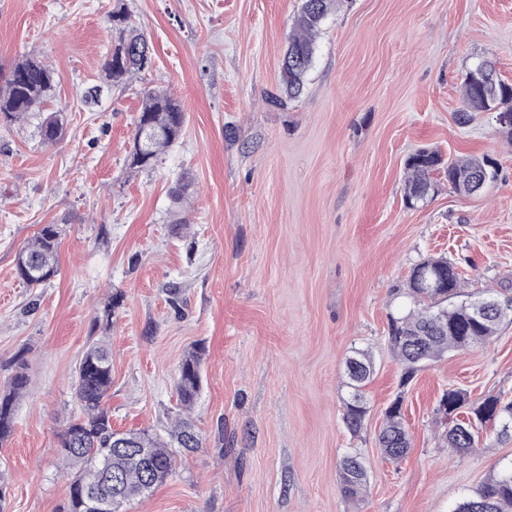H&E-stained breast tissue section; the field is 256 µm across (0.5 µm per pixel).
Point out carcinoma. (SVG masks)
Here are the masks:
<instances>
[{"mask_svg": "<svg viewBox=\"0 0 512 512\" xmlns=\"http://www.w3.org/2000/svg\"><path fill=\"white\" fill-rule=\"evenodd\" d=\"M336 10V0H303L294 19L288 46L281 60V81L292 99L302 91L304 79L313 64L316 38L326 18ZM112 26L119 31L117 40L104 65L103 84L88 88L83 94L87 105L99 103L103 86L125 85L144 71L151 62L153 49L137 27L130 23L124 7L116 5L110 14ZM467 71L462 84V108L458 120L467 122L469 114L480 112L491 102L500 112L512 113V84L497 79L483 90L471 80ZM53 69L41 60L26 58L10 70L4 87L0 89V121L12 123L40 110L41 104L53 89ZM186 121L180 103L166 92L156 89L145 91L134 137L130 167L149 169L160 154L177 141ZM64 133V116L55 112L41 124L43 141L52 143ZM446 165L448 186L456 192L470 193V177L482 175L486 183L496 179L495 170L488 161L476 157L444 160L442 155L422 148L406 161L404 196L413 205L430 194L433 175ZM62 227L45 224L19 252L16 273L28 286H41L59 272V246ZM433 274L441 281L440 288L417 287L416 275ZM407 297L408 312L391 319L388 341L390 349L403 367L401 385H406L425 365L442 358L446 353L493 340L500 324L512 319V307L502 309L493 303L504 296L489 288L468 291L456 265L444 257L431 258L416 264L409 275ZM477 302L488 304L478 319L471 315ZM117 298L112 296L104 304L95 325L109 329ZM202 350L189 352L180 366L176 393L180 404L189 410L200 389ZM346 362H353L359 371H346L345 386L349 395L344 399L343 422L347 429L359 433L367 420L368 407L365 387L374 374V361L365 350L356 351ZM12 374L4 389L0 390V444L7 441L14 427L18 400L30 384L26 351H19L11 363ZM74 396L79 412L70 417L59 435L62 459L72 468L69 483V512H114L112 505L141 497L164 483L173 470L172 443L181 448H198L201 439L187 422L179 420L169 438L145 430L121 434L130 447L115 448L112 415L108 407L112 388V356L108 345L97 340L89 345L74 376ZM448 397V417L444 441L448 447L461 452L480 447L481 431L488 424H501L502 432L512 429V400L503 395H487L471 404L468 415L477 430L460 433L462 426L456 415L466 401L465 393L458 389L444 392ZM402 397H397L385 412L383 426L377 436L383 458L399 461L411 448V438L404 424ZM149 448L147 468L138 449ZM368 483L365 463L355 452L343 456L339 464V485L347 500L363 498ZM455 512H512V464L502 467L487 479Z\"/></svg>", "mask_w": 512, "mask_h": 512, "instance_id": "carcinoma-1", "label": "carcinoma"}]
</instances>
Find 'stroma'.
Returning <instances> with one entry per match:
<instances>
[{"mask_svg": "<svg viewBox=\"0 0 512 512\" xmlns=\"http://www.w3.org/2000/svg\"><path fill=\"white\" fill-rule=\"evenodd\" d=\"M123 2L153 46L151 67L96 111ZM302 0H0V75L35 57L55 71L42 111L0 126V388L27 350L31 392L0 445V512H67L58 435L76 410L72 378L112 295L108 406L120 432L168 434L188 420L202 445L125 512H454L512 461V436L446 447L442 393L512 396V323L448 353L400 387L388 344L413 266L454 261L470 288L512 290V143L490 112L459 125L461 82L480 57L512 83V0H339L301 95L281 91V59ZM151 87L176 98L181 137L154 168L127 155ZM66 131L43 142L45 113ZM475 154L497 172L483 193L449 189L407 206L416 149ZM187 178V227L170 190ZM46 224L63 229L60 273L27 287L15 258ZM204 351L191 410L181 362ZM372 353L369 417L342 420L345 361ZM412 448L383 459L377 435L395 396ZM350 450L368 462L364 500L339 489Z\"/></svg>", "mask_w": 512, "mask_h": 512, "instance_id": "obj_1", "label": "stroma"}]
</instances>
